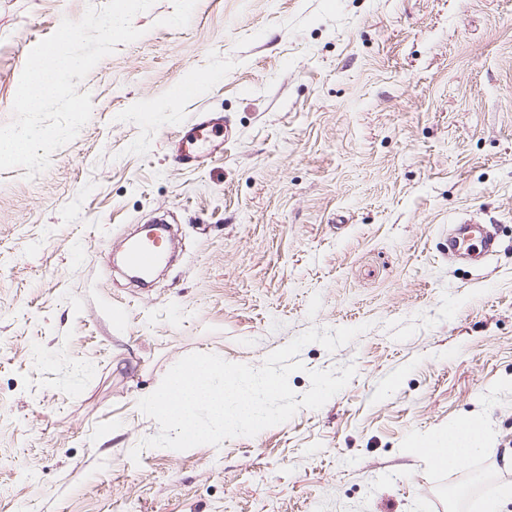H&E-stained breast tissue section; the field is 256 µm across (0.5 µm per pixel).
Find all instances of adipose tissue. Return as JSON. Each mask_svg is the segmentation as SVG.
<instances>
[{"instance_id": "adipose-tissue-1", "label": "adipose tissue", "mask_w": 512, "mask_h": 512, "mask_svg": "<svg viewBox=\"0 0 512 512\" xmlns=\"http://www.w3.org/2000/svg\"><path fill=\"white\" fill-rule=\"evenodd\" d=\"M485 444V428L480 419L466 417L449 425L437 440L417 442L413 452L426 453L442 468H452L462 461L480 454Z\"/></svg>"}]
</instances>
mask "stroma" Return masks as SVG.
Segmentation results:
<instances>
[{"mask_svg":"<svg viewBox=\"0 0 512 512\" xmlns=\"http://www.w3.org/2000/svg\"><path fill=\"white\" fill-rule=\"evenodd\" d=\"M105 0H0V125L30 50ZM79 83L89 122L34 179L0 171V512H478L512 484V0H155ZM227 150L182 164L199 111ZM165 211L182 250L140 294L108 263ZM467 213L500 245L448 259ZM289 377L352 363L256 436L141 448L184 356ZM481 417L448 470L414 442ZM138 460H131L132 449Z\"/></svg>","mask_w":512,"mask_h":512,"instance_id":"35a3bbf8","label":"stroma"}]
</instances>
